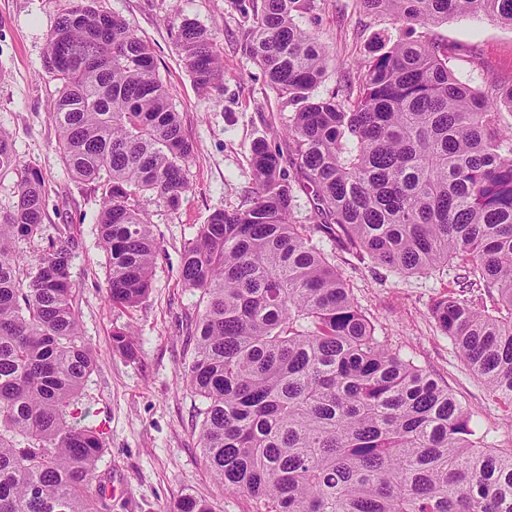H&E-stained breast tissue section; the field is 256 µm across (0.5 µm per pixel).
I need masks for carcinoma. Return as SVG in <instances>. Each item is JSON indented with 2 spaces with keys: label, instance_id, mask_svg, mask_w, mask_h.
Instances as JSON below:
<instances>
[{
  "label": "carcinoma",
  "instance_id": "cac0c4a2",
  "mask_svg": "<svg viewBox=\"0 0 512 512\" xmlns=\"http://www.w3.org/2000/svg\"><path fill=\"white\" fill-rule=\"evenodd\" d=\"M74 0L47 38L60 84L50 108L68 172L101 191L98 235L114 305L149 294L157 257L144 198L170 209L193 152L149 44L126 20ZM406 26L482 13L512 26V0H357ZM312 0H261L251 52L296 106L283 151L251 147L252 194L184 248L204 303L182 378L201 398L204 463L255 512H512V451L487 442L448 386L376 334L315 233L397 274L457 263L489 304L444 296L431 314L469 370L512 401V76L461 81L436 41L398 39L342 94L318 99L329 52L296 16ZM177 45L203 93L224 63L212 31L184 20ZM0 512H107L94 485L103 432L79 407L96 367L69 281L76 240L45 224L48 190L0 128ZM312 223L295 224L296 193ZM47 246L33 269L22 241ZM118 328L112 346L132 352ZM176 512H213L182 498Z\"/></svg>",
  "mask_w": 512,
  "mask_h": 512
}]
</instances>
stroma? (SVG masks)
<instances>
[{
    "instance_id": "35a3bbf8",
    "label": "stroma",
    "mask_w": 512,
    "mask_h": 512,
    "mask_svg": "<svg viewBox=\"0 0 512 512\" xmlns=\"http://www.w3.org/2000/svg\"><path fill=\"white\" fill-rule=\"evenodd\" d=\"M71 2L0 0V127L10 132L20 163L36 168L49 190L46 223L72 225L78 242L69 276L82 333L98 358L81 403L108 448L97 482L111 498L112 512H170L186 495L209 501L214 512H253L251 501L226 490L204 465L197 439L200 399L181 379L193 357L190 332L203 306L199 291L185 285L181 267L199 224L215 211L241 206L250 195V147L261 138L275 141L293 109L254 64L238 0H97L99 10L126 18L152 47L157 73L194 146L190 190L178 208L144 203L159 245L151 290L135 307L114 306L96 231L101 195L65 169L48 112L58 83L43 66L47 37ZM313 2L297 22L320 38L332 58L317 96L344 88L356 79L358 62L404 34L389 16L366 13L357 0ZM185 19L216 32L224 59L222 91L201 93L184 70L176 34ZM413 35L448 46L450 67L472 85L512 73V27L485 15L454 17L415 28ZM311 243L333 255L378 335L446 384L492 446L511 449L512 402L474 377L431 315L440 297L480 298V291L461 290L462 270L402 275L360 262L323 234H314ZM123 326L135 337L130 356L112 346L113 329Z\"/></svg>"
}]
</instances>
